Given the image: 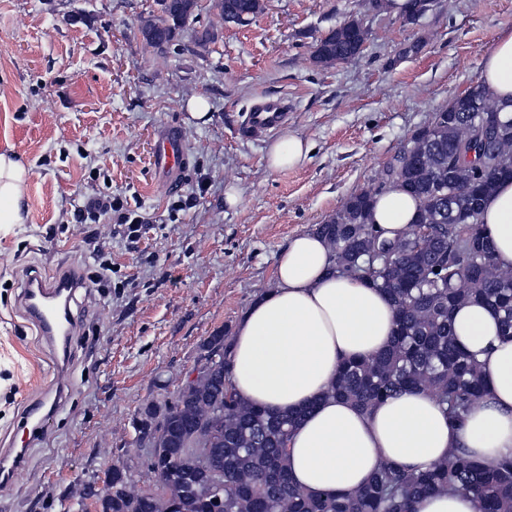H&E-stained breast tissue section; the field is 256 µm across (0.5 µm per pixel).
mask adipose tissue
I'll return each mask as SVG.
<instances>
[{"label": "adipose tissue", "instance_id": "obj_1", "mask_svg": "<svg viewBox=\"0 0 512 512\" xmlns=\"http://www.w3.org/2000/svg\"><path fill=\"white\" fill-rule=\"evenodd\" d=\"M480 79L498 101L512 103V31L498 35ZM29 175L0 155L1 224L22 223ZM416 214L415 199L393 188L378 196L372 219L382 237L393 239ZM483 221L495 261L512 266V180L486 198ZM332 264L322 237L303 232L290 239L278 254L274 287L249 307L233 341V384L241 396L273 412L307 411L288 443L295 480L314 496L352 493L382 459L420 470L451 448L487 464L512 458V339L500 336L499 316L488 306L466 305L453 316L456 343L482 364L488 384L462 426L451 425L435 399L416 389L367 411L329 396L339 367L384 350L395 329L389 298L332 275Z\"/></svg>", "mask_w": 512, "mask_h": 512}]
</instances>
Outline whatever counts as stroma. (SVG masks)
<instances>
[{
  "label": "stroma",
  "mask_w": 512,
  "mask_h": 512,
  "mask_svg": "<svg viewBox=\"0 0 512 512\" xmlns=\"http://www.w3.org/2000/svg\"><path fill=\"white\" fill-rule=\"evenodd\" d=\"M263 4L241 26L200 0L179 44L161 51L139 33L156 0H0V154L33 173L23 223L0 224V449L20 443L31 397L57 379L52 352L15 306L21 287L55 268L89 275L99 251L112 262L110 281L76 294L71 397L26 470L0 487V512H97L84 489L114 464L131 490L154 489L133 428L138 410L175 398L202 341L234 330L273 288L288 240L349 195L380 189L411 132L477 82L497 36L512 30V0H437L414 25L376 0ZM352 16L369 31L362 53L317 67L318 40ZM204 31L210 41H200ZM198 96L205 123L190 114ZM267 96L288 99L279 135L308 144L300 165L270 170V139L237 134ZM166 126L187 146L177 192L159 189L153 166ZM99 192L140 208L137 243L116 238L118 214L75 222ZM182 196L191 207L174 210Z\"/></svg>",
  "instance_id": "stroma-1"
}]
</instances>
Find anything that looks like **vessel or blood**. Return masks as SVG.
Listing matches in <instances>:
<instances>
[{"label": "vessel or blood", "instance_id": "b4317fda", "mask_svg": "<svg viewBox=\"0 0 512 512\" xmlns=\"http://www.w3.org/2000/svg\"><path fill=\"white\" fill-rule=\"evenodd\" d=\"M288 120V104L280 97H271L253 105L238 127L245 138H257L282 128ZM186 163L183 133L166 127L157 135L154 167L161 189L175 188ZM83 283L73 269H58L30 277L19 299L22 314L55 356L57 373H66L70 345L78 332V322L71 311V302ZM68 399L65 384L56 383L37 394L30 402L28 429L21 447L0 452V482L11 484L26 468L28 450L41 441L49 430L50 416Z\"/></svg>", "mask_w": 512, "mask_h": 512}]
</instances>
